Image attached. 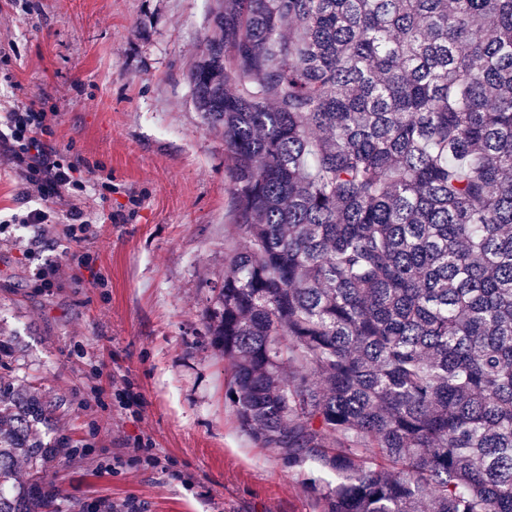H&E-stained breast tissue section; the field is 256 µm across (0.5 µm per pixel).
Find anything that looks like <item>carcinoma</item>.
I'll use <instances>...</instances> for the list:
<instances>
[{"label": "carcinoma", "mask_w": 512, "mask_h": 512, "mask_svg": "<svg viewBox=\"0 0 512 512\" xmlns=\"http://www.w3.org/2000/svg\"><path fill=\"white\" fill-rule=\"evenodd\" d=\"M189 69L232 159L205 308L226 397L319 512H512V0H212ZM294 368L285 378V367ZM0 385V512L57 448Z\"/></svg>", "instance_id": "obj_1"}]
</instances>
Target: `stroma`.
Instances as JSON below:
<instances>
[{
  "mask_svg": "<svg viewBox=\"0 0 512 512\" xmlns=\"http://www.w3.org/2000/svg\"><path fill=\"white\" fill-rule=\"evenodd\" d=\"M209 3L0 0V112L54 114L51 156L79 160L88 187L42 206L0 155V328L12 376L51 404L65 445L44 468L59 512H317L286 455L240 431L206 334L224 254L245 247L231 160L188 81ZM74 203L93 217L79 249L65 233ZM39 207L46 225L15 223ZM50 265L60 280L38 287ZM140 440L169 472L116 463Z\"/></svg>",
  "mask_w": 512,
  "mask_h": 512,
  "instance_id": "obj_1",
  "label": "stroma"
}]
</instances>
